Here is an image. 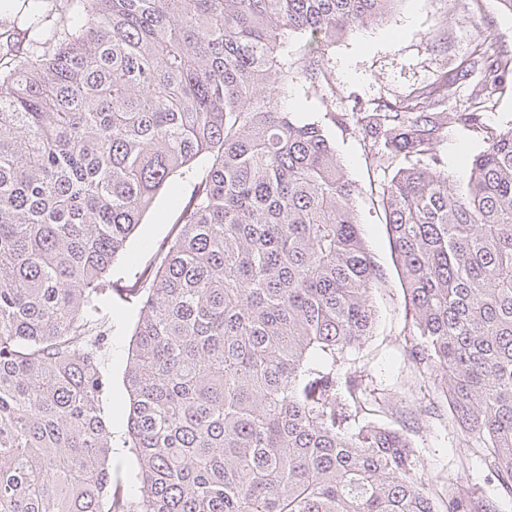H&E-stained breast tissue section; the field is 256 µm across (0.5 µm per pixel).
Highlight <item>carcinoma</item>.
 <instances>
[{
    "label": "carcinoma",
    "instance_id": "carcinoma-1",
    "mask_svg": "<svg viewBox=\"0 0 512 512\" xmlns=\"http://www.w3.org/2000/svg\"><path fill=\"white\" fill-rule=\"evenodd\" d=\"M0 69V512H500L416 450L353 426L336 363L370 335L379 269L354 188L288 77L329 80L322 47L399 0H64ZM305 61L288 67V37ZM457 123L486 148L455 183L436 109L474 73ZM512 51L480 47L451 78L341 119L394 175L379 204L417 339L411 357L512 498V128L485 127ZM180 230L140 298L122 447L94 326L112 264L173 180ZM137 461L127 448L112 450V485L121 483L120 493L124 495L134 492L136 487Z\"/></svg>",
    "mask_w": 512,
    "mask_h": 512
}]
</instances>
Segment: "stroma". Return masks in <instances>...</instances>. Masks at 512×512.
<instances>
[{"label": "stroma", "mask_w": 512, "mask_h": 512, "mask_svg": "<svg viewBox=\"0 0 512 512\" xmlns=\"http://www.w3.org/2000/svg\"><path fill=\"white\" fill-rule=\"evenodd\" d=\"M486 40L512 50V11L501 0H400L385 19L356 27L324 47L330 61L329 81L314 84L299 79L288 85L295 118L321 126L354 186L353 205L361 233L382 274L370 292L375 312L372 331L336 366L341 378L354 368L366 375L356 420L386 424L412 440L419 474L435 488L458 481L480 494L494 493L495 481L478 442L463 441L446 408L437 403L432 381L420 375L410 357L415 328L405 311L394 252L378 205L388 175L370 166L367 141L346 131L339 117L355 105L369 108L379 100L440 80ZM484 148L480 133L452 123L438 144V153L455 181L464 176L467 159ZM174 193L187 198L192 187L177 180L170 193L156 198L109 276L112 304L127 312L123 320L101 329L107 379L104 405L107 421L118 437L126 431L125 371L138 300L147 286V274L158 265L162 248L177 232V214L170 204Z\"/></svg>", "instance_id": "stroma-1"}]
</instances>
